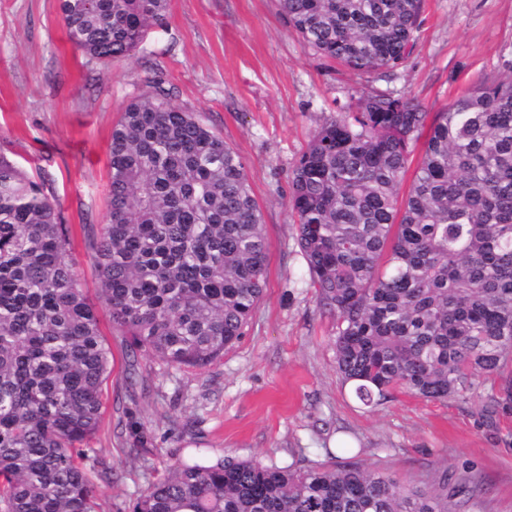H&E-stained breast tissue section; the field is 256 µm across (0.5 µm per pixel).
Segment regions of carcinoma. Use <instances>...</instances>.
Wrapping results in <instances>:
<instances>
[{"label":"carcinoma","mask_w":512,"mask_h":512,"mask_svg":"<svg viewBox=\"0 0 512 512\" xmlns=\"http://www.w3.org/2000/svg\"><path fill=\"white\" fill-rule=\"evenodd\" d=\"M304 43L358 72L407 58L424 0H279ZM90 60L128 56L168 0H60ZM412 97L359 99L317 128L289 204L336 367L373 407L396 389L463 397L512 365V74L427 121ZM428 131L406 192L410 147ZM109 203L89 242L100 295L131 351L202 368L240 341L267 280L262 211L240 155L155 83L112 130ZM110 348L70 229L44 180L0 154V512H96L79 444L105 413ZM512 409V380L483 405ZM479 479L402 486L334 455L307 467L190 457L132 512H461Z\"/></svg>","instance_id":"obj_1"}]
</instances>
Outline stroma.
Returning a JSON list of instances; mask_svg holds the SVG:
<instances>
[{
    "label": "stroma",
    "mask_w": 512,
    "mask_h": 512,
    "mask_svg": "<svg viewBox=\"0 0 512 512\" xmlns=\"http://www.w3.org/2000/svg\"><path fill=\"white\" fill-rule=\"evenodd\" d=\"M60 0H0V153L44 176L71 228L72 254L112 352L107 412L88 442L98 512H131L147 486L195 452L266 464L320 460L339 440L400 484L480 477L481 512H512V413L486 421L500 384L427 401L401 390L365 408L337 372V318L316 302L289 206L292 167L313 130L366 94L409 93L436 113L486 78L512 73V0H426L405 62L359 73L306 45L279 0H169L133 54L88 63ZM202 115L243 159L264 217L268 276L241 340L185 370L130 350L101 309L88 248L108 208L112 130L148 83ZM112 468L113 483L101 469Z\"/></svg>",
    "instance_id": "35a3bbf8"
}]
</instances>
